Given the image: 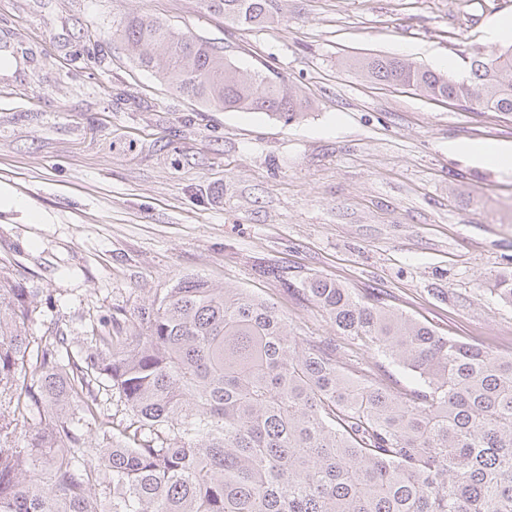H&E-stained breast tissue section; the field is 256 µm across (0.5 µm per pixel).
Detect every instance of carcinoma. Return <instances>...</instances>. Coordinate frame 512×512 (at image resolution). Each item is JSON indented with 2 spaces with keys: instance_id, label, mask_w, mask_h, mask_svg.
Segmentation results:
<instances>
[{
  "instance_id": "1",
  "label": "carcinoma",
  "mask_w": 512,
  "mask_h": 512,
  "mask_svg": "<svg viewBox=\"0 0 512 512\" xmlns=\"http://www.w3.org/2000/svg\"><path fill=\"white\" fill-rule=\"evenodd\" d=\"M201 3L243 30L279 10ZM115 34L139 67L211 108L286 123L310 108L284 79L158 18L126 16ZM354 66L366 81L512 115V45L474 54L462 80L396 57ZM300 291L407 371L410 397L345 373L329 343L302 345L247 290L198 276L155 295L126 336L112 319L77 349L58 328L33 343L31 290L0 272V512H97L102 501L110 512H512V357L439 336L375 291L318 276ZM490 292L512 306V270ZM104 386L134 431L115 432Z\"/></svg>"
}]
</instances>
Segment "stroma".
Returning <instances> with one entry per match:
<instances>
[{
    "instance_id": "35a3bbf8",
    "label": "stroma",
    "mask_w": 512,
    "mask_h": 512,
    "mask_svg": "<svg viewBox=\"0 0 512 512\" xmlns=\"http://www.w3.org/2000/svg\"><path fill=\"white\" fill-rule=\"evenodd\" d=\"M131 14L280 75L310 110L287 124L180 95L113 38ZM506 15L512 0H279L277 21L243 30L200 0H0V270L37 296L30 336L56 323L89 337L192 274L272 304L347 371L412 390L297 292L321 276L512 356V306L487 289L512 266V171L464 150L512 148V117L374 84L347 64L386 55L437 71L494 50L487 30ZM19 44L33 64L12 59Z\"/></svg>"
}]
</instances>
